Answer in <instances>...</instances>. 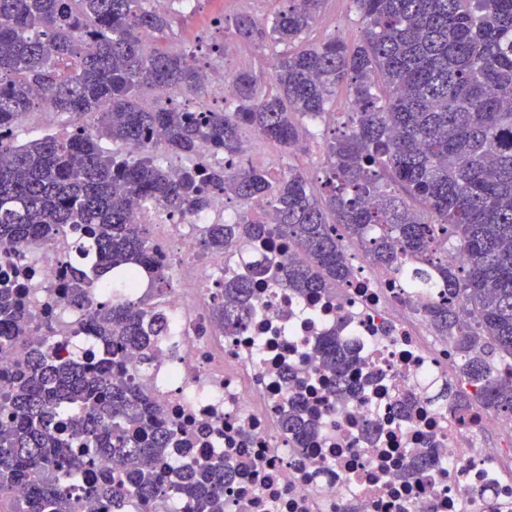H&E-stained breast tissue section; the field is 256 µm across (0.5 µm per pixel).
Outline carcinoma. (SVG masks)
<instances>
[{
	"label": "carcinoma",
	"mask_w": 512,
	"mask_h": 512,
	"mask_svg": "<svg viewBox=\"0 0 512 512\" xmlns=\"http://www.w3.org/2000/svg\"><path fill=\"white\" fill-rule=\"evenodd\" d=\"M150 2L0 0V244L25 249L64 237L75 269L67 300L92 307L103 345L87 364L81 351L63 357L43 342L9 378L0 495L29 488L12 503L16 512H94L101 498H137L152 509L161 496L176 433L136 378H115L113 369L129 347L150 360L166 317L146 300H96L141 268L157 294L169 283L148 224L132 217L134 203L175 216L207 210L215 194L235 198L246 209L232 224L207 225L208 249L276 237L304 256L256 261L224 281L216 315L230 333L247 324L260 280L298 292L349 281L347 241L362 243L376 270L406 269L415 285L437 284L440 296L421 313L452 342L465 385L442 397L511 420L512 0H353L362 22L353 47L334 37L299 44L325 0H285L270 24L238 14L242 43L283 50L273 89L243 67L231 74L233 99L221 109L202 95L206 66L195 51L164 45L171 19ZM343 86L351 98L338 120L327 105ZM156 91L168 96L144 104ZM45 106L77 126L17 143L16 128ZM304 119L342 127L324 140L323 178L241 165L247 135L288 151ZM104 139L128 154L108 151ZM256 202L272 207L273 223L254 214ZM450 247L465 264L448 263ZM28 333L21 292L1 285L0 356ZM315 356L342 392L348 352L328 337ZM75 409L85 424L70 435L60 419ZM280 423L306 429L297 406ZM108 451L125 481L103 472L81 502L41 474L47 466L63 475L92 470ZM176 476L174 488L196 499L198 512H224L234 476L224 459L189 463Z\"/></svg>",
	"instance_id": "cac0c4a2"
}]
</instances>
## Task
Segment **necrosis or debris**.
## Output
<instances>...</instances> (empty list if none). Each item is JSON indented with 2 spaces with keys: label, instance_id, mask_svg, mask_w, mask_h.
Masks as SVG:
<instances>
[{
  "label": "necrosis or debris",
  "instance_id": "4bbe7bcc",
  "mask_svg": "<svg viewBox=\"0 0 512 512\" xmlns=\"http://www.w3.org/2000/svg\"><path fill=\"white\" fill-rule=\"evenodd\" d=\"M229 218L220 195L204 212L153 211L154 255L173 273L167 331L150 368L129 350L122 369L189 436V446L167 449L171 465L218 456L234 467L224 512H512V422L438 400L455 386L456 357L448 340L427 333L420 309L430 291L373 269L350 243L355 273L342 288L300 295L260 285L248 325L227 333L213 316L219 282L245 272L250 257L289 252L277 240L201 249L205 225ZM63 254L56 241L24 252L0 245V278L21 287L31 318L1 370L23 364L43 340L66 354L91 343L82 332L88 310L69 305L61 288L71 275ZM327 335L355 354L340 399L330 393L333 373L312 359ZM294 372L318 415L302 438L280 424ZM491 428L494 443L483 437Z\"/></svg>",
  "mask_w": 512,
  "mask_h": 512
}]
</instances>
